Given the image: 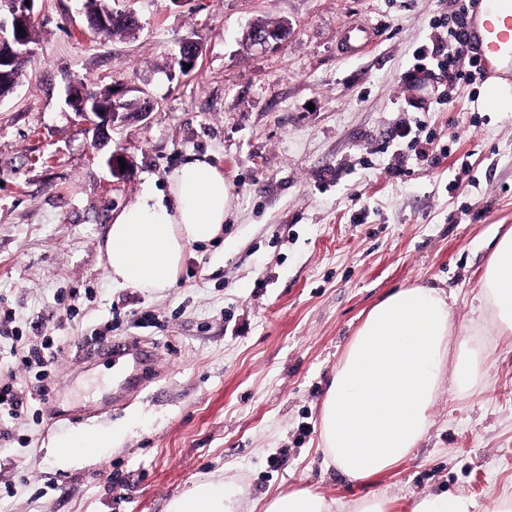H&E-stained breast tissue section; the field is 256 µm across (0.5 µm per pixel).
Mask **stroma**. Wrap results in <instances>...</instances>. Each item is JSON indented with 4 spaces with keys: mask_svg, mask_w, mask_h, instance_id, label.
<instances>
[{
    "mask_svg": "<svg viewBox=\"0 0 512 512\" xmlns=\"http://www.w3.org/2000/svg\"><path fill=\"white\" fill-rule=\"evenodd\" d=\"M480 2L112 0L139 22L119 39L95 33L80 0H35L33 57L0 100V315L28 338L52 330L62 351L46 383L18 372L25 414L0 412V512H167L216 479L239 490L241 512L306 487L334 512L373 497L412 512L439 493L493 512L512 497V336L475 314L494 240L512 227V112L486 110L479 83L403 79L414 51L444 45L459 9ZM277 20L285 42L246 43L249 25ZM352 23L373 43L345 56ZM186 39L200 55L185 74ZM71 80L127 105L107 150L68 105ZM418 118L447 151L439 163L389 140ZM110 151L128 159L125 177ZM192 154L233 185L222 236L189 247L171 287L112 285L113 211ZM416 285L451 292L484 378L468 395L446 382L411 455L353 483L318 448L324 393L368 310ZM74 291L70 314L58 298ZM101 335L155 357L118 376L89 342ZM88 429L111 431V448L58 462L52 442Z\"/></svg>",
    "mask_w": 512,
    "mask_h": 512,
    "instance_id": "35a3bbf8",
    "label": "stroma"
}]
</instances>
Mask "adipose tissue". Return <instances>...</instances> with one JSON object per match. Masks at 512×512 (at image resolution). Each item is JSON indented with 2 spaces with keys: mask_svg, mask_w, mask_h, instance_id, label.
Here are the masks:
<instances>
[{
  "mask_svg": "<svg viewBox=\"0 0 512 512\" xmlns=\"http://www.w3.org/2000/svg\"><path fill=\"white\" fill-rule=\"evenodd\" d=\"M164 191L113 212L104 244L112 283L141 289L172 285L190 246L216 240L232 188L207 156H190ZM480 308L500 336L512 335V229L500 235L480 283ZM467 334H454L445 291L402 288L372 307L347 342L321 405L320 438L328 459L352 481L408 458L431 426L445 381L463 392L484 374ZM456 360H449V351ZM454 372H447V365ZM220 480L194 486L169 512H237Z\"/></svg>",
  "mask_w": 512,
  "mask_h": 512,
  "instance_id": "adipose-tissue-1",
  "label": "adipose tissue"
}]
</instances>
